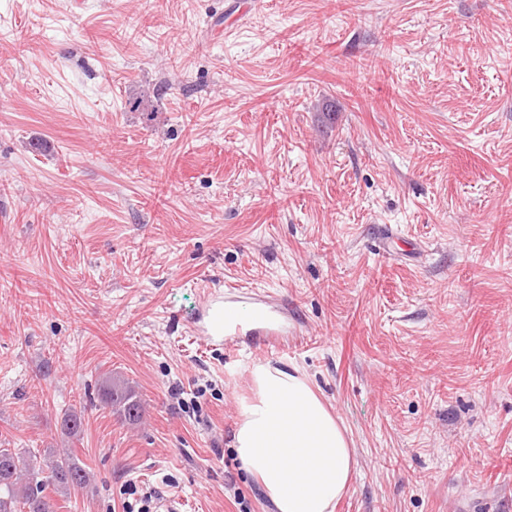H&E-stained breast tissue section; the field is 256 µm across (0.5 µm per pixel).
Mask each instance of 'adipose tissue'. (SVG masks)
I'll return each instance as SVG.
<instances>
[{
    "label": "adipose tissue",
    "instance_id": "adipose-tissue-1",
    "mask_svg": "<svg viewBox=\"0 0 512 512\" xmlns=\"http://www.w3.org/2000/svg\"><path fill=\"white\" fill-rule=\"evenodd\" d=\"M250 379L232 435L243 468L276 512H334L357 466L344 427L298 370L257 365Z\"/></svg>",
    "mask_w": 512,
    "mask_h": 512
}]
</instances>
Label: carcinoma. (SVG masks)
Wrapping results in <instances>:
<instances>
[{"instance_id": "cac0c4a2", "label": "carcinoma", "mask_w": 512, "mask_h": 512, "mask_svg": "<svg viewBox=\"0 0 512 512\" xmlns=\"http://www.w3.org/2000/svg\"><path fill=\"white\" fill-rule=\"evenodd\" d=\"M101 406L134 423L140 420L143 405L125 380L109 376L98 391ZM90 481L89 472L69 451L50 455L46 468L35 469L13 448H0V512H55L48 489L79 490Z\"/></svg>"}]
</instances>
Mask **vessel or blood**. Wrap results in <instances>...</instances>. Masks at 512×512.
Segmentation results:
<instances>
[{
    "instance_id": "1",
    "label": "vessel or blood",
    "mask_w": 512,
    "mask_h": 512,
    "mask_svg": "<svg viewBox=\"0 0 512 512\" xmlns=\"http://www.w3.org/2000/svg\"><path fill=\"white\" fill-rule=\"evenodd\" d=\"M194 330L210 348L236 347L252 337L256 349L282 352L288 348V300L239 290L210 293Z\"/></svg>"
}]
</instances>
